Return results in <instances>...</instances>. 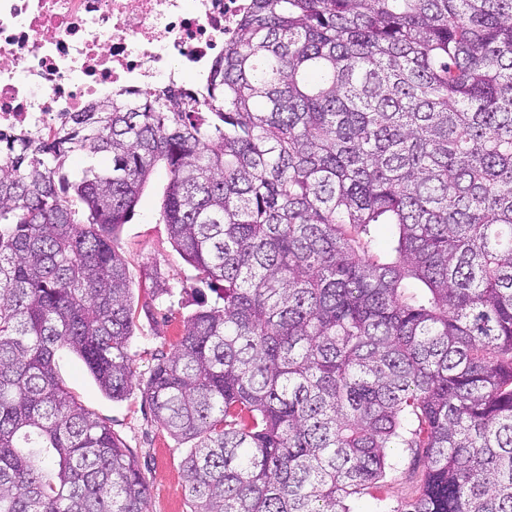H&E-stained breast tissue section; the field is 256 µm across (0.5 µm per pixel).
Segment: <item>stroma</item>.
I'll use <instances>...</instances> for the list:
<instances>
[{"label": "stroma", "mask_w": 512, "mask_h": 512, "mask_svg": "<svg viewBox=\"0 0 512 512\" xmlns=\"http://www.w3.org/2000/svg\"><path fill=\"white\" fill-rule=\"evenodd\" d=\"M167 183L164 168H157L145 187L133 217L124 224L115 247L126 257L133 288L135 334L130 345L134 384L146 382L158 354L169 352L170 345L183 329L184 319L200 299L215 301L214 293L199 296L196 272L172 245L168 227L161 223L159 211ZM170 284L173 292L164 299L153 294L155 280ZM54 369L70 395L89 413L111 426L114 435L129 449L148 485L145 512H191L185 492L183 460L188 446L171 435L154 417L141 394L116 402L98 389L82 361L69 349H59ZM389 463L393 480L353 497L351 512H376L380 500L412 497L416 483L408 477L410 455L406 449H392Z\"/></svg>", "instance_id": "35a3bbf8"}]
</instances>
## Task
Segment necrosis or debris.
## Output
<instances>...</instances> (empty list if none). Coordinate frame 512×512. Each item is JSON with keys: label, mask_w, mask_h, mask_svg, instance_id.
<instances>
[{"label": "necrosis or debris", "mask_w": 512, "mask_h": 512, "mask_svg": "<svg viewBox=\"0 0 512 512\" xmlns=\"http://www.w3.org/2000/svg\"><path fill=\"white\" fill-rule=\"evenodd\" d=\"M247 0H0V135H44L119 88L205 79Z\"/></svg>", "instance_id": "obj_1"}]
</instances>
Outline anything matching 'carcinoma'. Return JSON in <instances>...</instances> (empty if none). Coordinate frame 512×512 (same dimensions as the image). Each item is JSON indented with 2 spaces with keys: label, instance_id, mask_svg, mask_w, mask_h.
<instances>
[{
  "label": "carcinoma",
  "instance_id": "1",
  "mask_svg": "<svg viewBox=\"0 0 512 512\" xmlns=\"http://www.w3.org/2000/svg\"><path fill=\"white\" fill-rule=\"evenodd\" d=\"M159 164L223 301L138 388L191 443L192 512H350L394 447L422 473L388 512H512V0H249L203 91L0 136V512H144L54 356L136 389L113 238Z\"/></svg>",
  "mask_w": 512,
  "mask_h": 512
}]
</instances>
